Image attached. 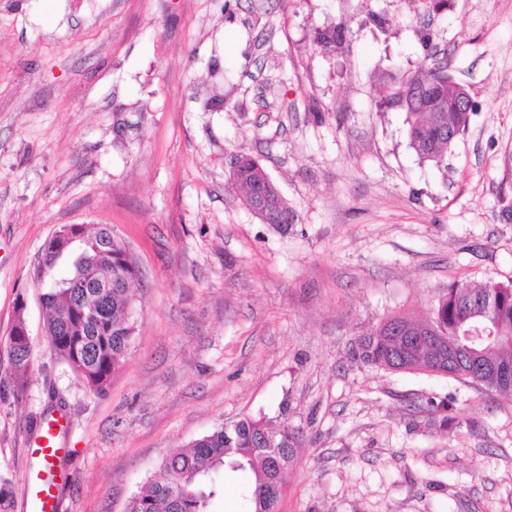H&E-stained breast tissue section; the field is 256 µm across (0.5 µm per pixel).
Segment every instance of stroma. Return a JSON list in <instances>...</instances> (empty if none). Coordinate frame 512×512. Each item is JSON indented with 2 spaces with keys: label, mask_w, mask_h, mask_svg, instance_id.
I'll return each instance as SVG.
<instances>
[{
  "label": "stroma",
  "mask_w": 512,
  "mask_h": 512,
  "mask_svg": "<svg viewBox=\"0 0 512 512\" xmlns=\"http://www.w3.org/2000/svg\"><path fill=\"white\" fill-rule=\"evenodd\" d=\"M435 51L473 105L439 167L377 94ZM236 154L297 209L287 233L232 188ZM65 224L110 225L142 271L101 396L50 349L31 278ZM511 279L512 0H0V337L20 310L33 342L20 397L0 348L13 512L43 420L62 424L58 512H123L246 416L303 436L279 512H512V396L349 356L453 281ZM439 403L477 428L440 429Z\"/></svg>",
  "instance_id": "stroma-1"
}]
</instances>
